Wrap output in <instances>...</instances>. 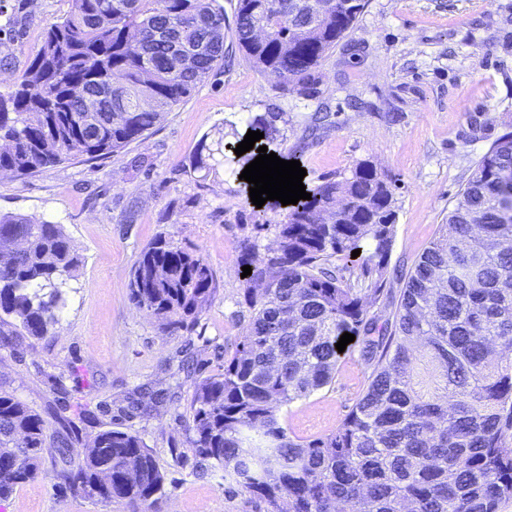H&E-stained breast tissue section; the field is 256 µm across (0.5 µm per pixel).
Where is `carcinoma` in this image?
Wrapping results in <instances>:
<instances>
[{
  "label": "carcinoma",
  "mask_w": 512,
  "mask_h": 512,
  "mask_svg": "<svg viewBox=\"0 0 512 512\" xmlns=\"http://www.w3.org/2000/svg\"><path fill=\"white\" fill-rule=\"evenodd\" d=\"M366 0H237L232 34L249 63L311 97L318 68ZM218 0H71L44 31L23 79L0 92V174L29 175L74 155L121 152L224 64ZM276 107L249 119L280 136ZM195 170L221 164L201 141ZM395 181L368 160L306 188L251 266V312L224 372L200 380L190 410L199 468L221 469L267 512H498L512 498V131L479 158L438 236L416 260L395 310L386 287L397 220ZM360 254L352 257V251ZM79 258L61 225L0 214V311L33 337L55 321ZM200 252L159 236L129 288L167 333L193 331L212 294ZM355 335L371 371L336 429L287 431L279 409L332 383ZM42 416L0 393V497L40 473ZM63 490L159 512L165 476L135 433L103 430Z\"/></svg>",
  "instance_id": "cac0c4a2"
}]
</instances>
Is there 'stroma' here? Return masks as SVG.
<instances>
[{
    "label": "stroma",
    "instance_id": "1",
    "mask_svg": "<svg viewBox=\"0 0 512 512\" xmlns=\"http://www.w3.org/2000/svg\"><path fill=\"white\" fill-rule=\"evenodd\" d=\"M14 24L0 36V87L17 82L46 26L71 0H0ZM306 98L255 70L241 52L144 139L117 155L75 156L31 175H0V214L63 225L79 257L62 290L55 323L34 338L0 312V391L39 413L51 436L39 474L0 499V512H132L55 486L63 459L79 461L103 430L138 433L166 475L161 512H266L264 502L225 481L223 471L195 472L190 402L199 380L221 373L248 312L238 265L245 240L268 245L285 208L253 205L238 166L205 173L190 168L200 139L216 145L225 123L245 131L249 117L275 106L288 115L276 143L298 157L313 186L371 161L393 178L398 218L390 263L410 273L438 234L476 161L512 131V0H367L355 28L319 67ZM326 120L312 129L311 118ZM137 156L149 165L135 169ZM171 236L200 249L214 282L194 331L163 332L134 303L131 273L144 248ZM364 366L339 363L334 383L280 412L296 433L333 430L353 405ZM169 394L133 409L139 387ZM76 428L67 453L53 437Z\"/></svg>",
    "mask_w": 512,
    "mask_h": 512
}]
</instances>
